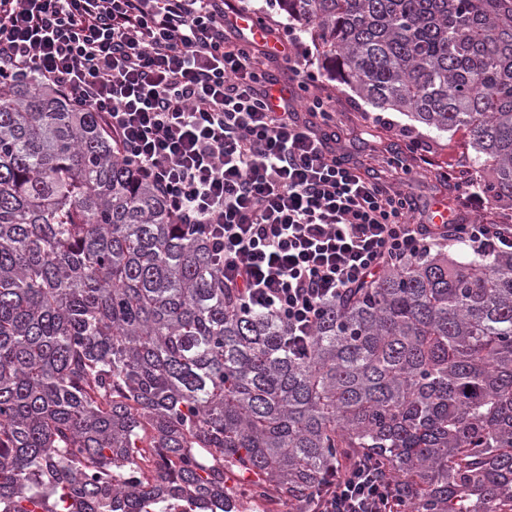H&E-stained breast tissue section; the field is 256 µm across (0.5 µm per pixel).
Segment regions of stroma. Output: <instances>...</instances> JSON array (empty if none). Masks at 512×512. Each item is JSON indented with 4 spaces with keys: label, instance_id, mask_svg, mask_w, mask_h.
Returning a JSON list of instances; mask_svg holds the SVG:
<instances>
[{
    "label": "stroma",
    "instance_id": "obj_1",
    "mask_svg": "<svg viewBox=\"0 0 512 512\" xmlns=\"http://www.w3.org/2000/svg\"><path fill=\"white\" fill-rule=\"evenodd\" d=\"M300 45L310 52L305 60L313 73L310 92L333 96L336 123L332 130L337 147L344 150L352 162L373 171L380 179L410 191L418 205L417 220L432 221L436 207L453 198L454 190L442 173L457 159L467 157L466 132L438 137L425 128L417 133L407 130L406 116L398 112L378 113L354 99L348 88L332 80L317 53L312 52L309 38H301ZM415 139L428 145L427 160H419L412 153L410 143Z\"/></svg>",
    "mask_w": 512,
    "mask_h": 512
}]
</instances>
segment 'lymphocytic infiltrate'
Returning a JSON list of instances; mask_svg holds the SVG:
<instances>
[{
    "label": "lymphocytic infiltrate",
    "instance_id": "f902f5d3",
    "mask_svg": "<svg viewBox=\"0 0 512 512\" xmlns=\"http://www.w3.org/2000/svg\"><path fill=\"white\" fill-rule=\"evenodd\" d=\"M37 77L99 113L121 157L205 236L242 309L304 350L325 308L442 241L512 251V225L418 224L409 191L363 176L312 119L328 97L273 96L254 40L220 0H0V86ZM364 462L311 512H395Z\"/></svg>",
    "mask_w": 512,
    "mask_h": 512
}]
</instances>
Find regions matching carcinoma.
<instances>
[{
	"instance_id": "carcinoma-1",
	"label": "carcinoma",
	"mask_w": 512,
	"mask_h": 512,
	"mask_svg": "<svg viewBox=\"0 0 512 512\" xmlns=\"http://www.w3.org/2000/svg\"><path fill=\"white\" fill-rule=\"evenodd\" d=\"M365 104L463 129L512 207V0H269ZM100 116L0 88V512H238L368 459L400 512H512V252H431L293 355Z\"/></svg>"
}]
</instances>
